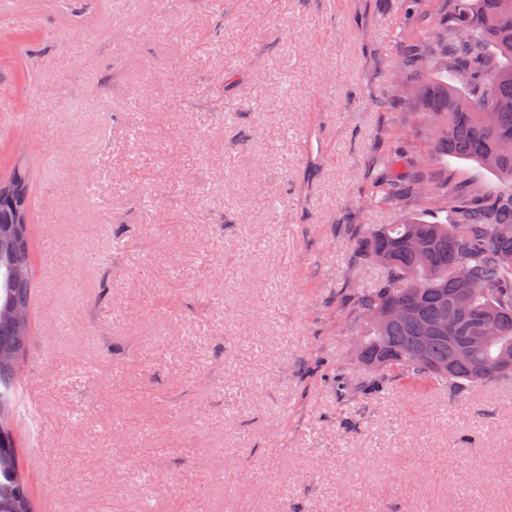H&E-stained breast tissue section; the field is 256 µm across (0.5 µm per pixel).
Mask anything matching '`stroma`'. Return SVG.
I'll use <instances>...</instances> for the list:
<instances>
[{"label":"stroma","instance_id":"stroma-1","mask_svg":"<svg viewBox=\"0 0 512 512\" xmlns=\"http://www.w3.org/2000/svg\"><path fill=\"white\" fill-rule=\"evenodd\" d=\"M31 188L35 512H512V380L337 386L367 226L425 210L389 74L444 0H5Z\"/></svg>","mask_w":512,"mask_h":512}]
</instances>
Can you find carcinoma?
<instances>
[{
  "mask_svg": "<svg viewBox=\"0 0 512 512\" xmlns=\"http://www.w3.org/2000/svg\"><path fill=\"white\" fill-rule=\"evenodd\" d=\"M409 66L428 84L412 125L431 141L429 164L471 161L499 184L474 180L461 194L422 176L412 193L425 209L446 214L445 221L405 217L364 230V259L386 277L356 291L350 328L362 338L353 355L362 374L342 369L341 384L370 393L390 379L430 377L462 395L512 379V0H448L432 49L414 50ZM30 185L21 162L0 179V512H33L29 486L17 477L12 430L33 291ZM463 299L470 313L450 332ZM391 308L406 313L388 317ZM429 326L436 332L423 363L413 351ZM480 326L491 328L489 339L441 369L453 344Z\"/></svg>",
  "mask_w": 512,
  "mask_h": 512,
  "instance_id": "carcinoma-1",
  "label": "carcinoma"
}]
</instances>
